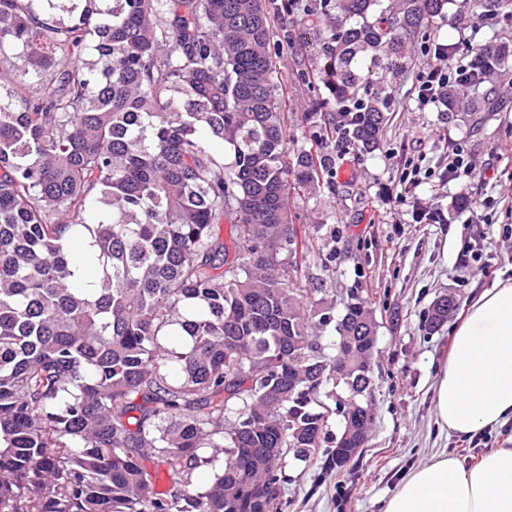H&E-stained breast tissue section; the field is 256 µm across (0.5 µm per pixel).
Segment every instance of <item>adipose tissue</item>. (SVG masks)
I'll use <instances>...</instances> for the list:
<instances>
[{"label": "adipose tissue", "instance_id": "1", "mask_svg": "<svg viewBox=\"0 0 512 512\" xmlns=\"http://www.w3.org/2000/svg\"><path fill=\"white\" fill-rule=\"evenodd\" d=\"M434 415L441 432L468 438L512 420V279L484 289L455 328ZM383 512H512V448L472 465L440 452L406 475Z\"/></svg>", "mask_w": 512, "mask_h": 512}]
</instances>
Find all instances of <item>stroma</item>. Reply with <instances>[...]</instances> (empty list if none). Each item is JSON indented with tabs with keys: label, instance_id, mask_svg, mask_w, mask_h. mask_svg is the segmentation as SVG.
Listing matches in <instances>:
<instances>
[{
	"label": "stroma",
	"instance_id": "1",
	"mask_svg": "<svg viewBox=\"0 0 512 512\" xmlns=\"http://www.w3.org/2000/svg\"><path fill=\"white\" fill-rule=\"evenodd\" d=\"M271 18L280 45L275 79L297 134L294 146L309 150L316 141L306 116L328 92L300 74L318 62V40L302 7ZM482 35L464 0H450L444 17L412 45L414 67L385 87L392 119L381 148L367 156L336 153L331 174L316 190L288 196L297 227L316 249L303 265L301 286L338 303L360 289L375 312L377 343L367 447L353 466L335 467L331 451L341 425L330 417L317 461L287 464L281 512H382L403 476L440 449L471 464L492 449L512 448V422L469 440L442 434L433 411L453 328L484 288L512 277V110L444 119L415 103L421 73L441 62L427 43L457 42V53L444 61L455 68L469 61L468 47ZM456 151L468 158L470 170L452 179L445 167ZM460 195L483 204L486 223H472L469 210L456 209ZM419 205L437 213V221H418ZM446 293L457 307L438 333L426 334L422 319Z\"/></svg>",
	"mask_w": 512,
	"mask_h": 512
}]
</instances>
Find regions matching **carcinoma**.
<instances>
[{
  "label": "carcinoma",
  "mask_w": 512,
  "mask_h": 512,
  "mask_svg": "<svg viewBox=\"0 0 512 512\" xmlns=\"http://www.w3.org/2000/svg\"><path fill=\"white\" fill-rule=\"evenodd\" d=\"M512 0H468L483 65L454 70L448 111L503 108L491 70ZM448 0H321L317 140L380 149L376 83ZM0 512H279L288 460L326 434L376 344L368 306L309 301L313 252L288 205L331 155L290 148L265 0H0ZM229 149V163L214 153ZM229 224V241L216 232ZM454 306L433 304L438 331ZM348 339L345 356L324 333ZM351 419L369 432L370 408ZM362 443L332 451L337 467ZM164 467L166 489L157 488Z\"/></svg>",
  "instance_id": "cac0c4a2"
}]
</instances>
